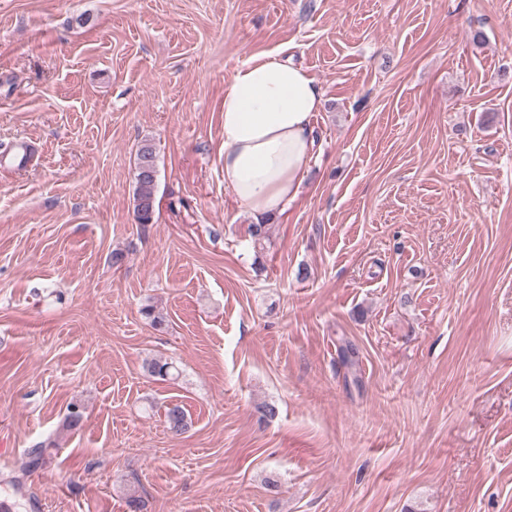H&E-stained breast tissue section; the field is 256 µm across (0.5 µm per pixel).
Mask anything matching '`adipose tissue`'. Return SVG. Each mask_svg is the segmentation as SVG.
I'll use <instances>...</instances> for the list:
<instances>
[{"label":"adipose tissue","instance_id":"obj_1","mask_svg":"<svg viewBox=\"0 0 512 512\" xmlns=\"http://www.w3.org/2000/svg\"><path fill=\"white\" fill-rule=\"evenodd\" d=\"M323 102L316 77L278 51L253 56L225 83L224 186L256 217L296 200Z\"/></svg>","mask_w":512,"mask_h":512}]
</instances>
